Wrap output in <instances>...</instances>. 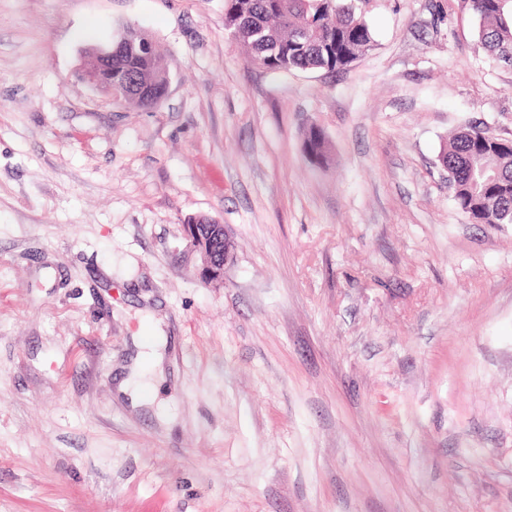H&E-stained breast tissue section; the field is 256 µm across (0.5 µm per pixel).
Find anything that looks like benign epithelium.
Wrapping results in <instances>:
<instances>
[{
	"mask_svg": "<svg viewBox=\"0 0 512 512\" xmlns=\"http://www.w3.org/2000/svg\"><path fill=\"white\" fill-rule=\"evenodd\" d=\"M95 66L84 71L87 82L106 97H113L112 88V44L92 51ZM184 237L189 248L200 257L199 278L209 287L224 286V265L230 258L229 244L224 234V225L210 220L204 224L198 219L183 225Z\"/></svg>",
	"mask_w": 512,
	"mask_h": 512,
	"instance_id": "1",
	"label": "benign epithelium"
}]
</instances>
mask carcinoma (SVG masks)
<instances>
[{
    "label": "carcinoma",
    "mask_w": 512,
    "mask_h": 512,
    "mask_svg": "<svg viewBox=\"0 0 512 512\" xmlns=\"http://www.w3.org/2000/svg\"><path fill=\"white\" fill-rule=\"evenodd\" d=\"M359 0H224V24L250 58L268 71L291 69L335 72L349 66L372 43V32L358 12ZM478 21L477 46L512 63V0H462ZM113 44L112 69L132 87L116 90L126 107L149 110L164 98L166 71L153 39L140 32L135 46ZM303 150L323 164L329 145L318 126L306 129ZM457 206L476 224H512V139L489 138L478 125L448 139L439 156Z\"/></svg>",
    "instance_id": "1"
}]
</instances>
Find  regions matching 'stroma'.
I'll list each match as a JSON object with an SVG mask.
<instances>
[{
	"label": "stroma",
	"mask_w": 512,
	"mask_h": 512,
	"mask_svg": "<svg viewBox=\"0 0 512 512\" xmlns=\"http://www.w3.org/2000/svg\"><path fill=\"white\" fill-rule=\"evenodd\" d=\"M361 9L350 66L270 72L224 0H0V512H512V224L438 161L512 138V65L462 0ZM121 24L163 51L152 111L79 77ZM303 150L307 158L314 164H323L328 155L329 145L324 131L318 126L306 129L303 139ZM183 229L189 248L200 257L198 273L201 282L209 287H223L224 265L230 258L223 224L210 219L208 223L199 224L194 218L184 224ZM158 336H137L134 340L136 352L128 366V376L123 378L118 387V391L123 395L129 394L133 407H138L144 403L141 396V384L138 378L143 371L149 368L153 371H162L164 356L157 350L160 339ZM138 386L131 390V378Z\"/></svg>",
	"instance_id": "stroma-1"
}]
</instances>
